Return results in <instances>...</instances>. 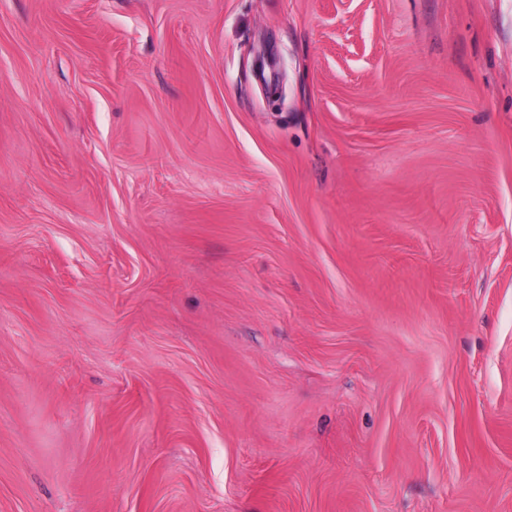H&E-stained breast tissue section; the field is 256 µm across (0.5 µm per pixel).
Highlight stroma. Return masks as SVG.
Listing matches in <instances>:
<instances>
[{
	"label": "stroma",
	"mask_w": 512,
	"mask_h": 512,
	"mask_svg": "<svg viewBox=\"0 0 512 512\" xmlns=\"http://www.w3.org/2000/svg\"><path fill=\"white\" fill-rule=\"evenodd\" d=\"M0 512H512V0H0Z\"/></svg>",
	"instance_id": "1"
}]
</instances>
